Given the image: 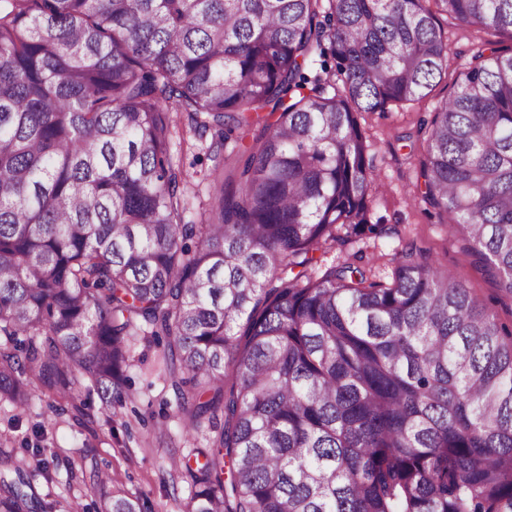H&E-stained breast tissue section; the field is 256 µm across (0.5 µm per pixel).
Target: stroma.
<instances>
[{"label": "stroma", "instance_id": "35a3bbf8", "mask_svg": "<svg viewBox=\"0 0 512 512\" xmlns=\"http://www.w3.org/2000/svg\"><path fill=\"white\" fill-rule=\"evenodd\" d=\"M436 21L448 44V69L435 79L428 96L420 101L392 104L385 111L360 116L369 144L367 164L377 182L386 186L370 204L371 223L381 225L380 235L357 238L319 255L310 265L312 277L351 255L370 279L390 283L393 256L408 243L427 249L437 264L463 277L474 296L493 303L499 322L512 325V299L497 279L475 266L462 234L451 230L445 214L423 199L421 163L425 156V121L435 106L455 89L472 58L487 43L512 47V38L436 12ZM208 140L185 132L170 144V157L189 176L187 218L200 221L212 200ZM165 343L137 336L127 374L128 395L120 407L108 412L97 396L82 395L75 402L60 400L57 415L44 417V396H34L29 411L17 415L0 405V451L10 454L11 465L32 469L28 447L46 450L49 478H37L33 495L51 504V512H95L97 477H110L113 485L139 499L142 512H182L188 494L187 480L178 478L170 463L173 454L191 455L206 445L203 434L188 432L175 404L174 392L163 371Z\"/></svg>", "mask_w": 512, "mask_h": 512}]
</instances>
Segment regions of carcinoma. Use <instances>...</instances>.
Returning a JSON list of instances; mask_svg holds the SVG:
<instances>
[{"instance_id":"carcinoma-1","label":"carcinoma","mask_w":512,"mask_h":512,"mask_svg":"<svg viewBox=\"0 0 512 512\" xmlns=\"http://www.w3.org/2000/svg\"><path fill=\"white\" fill-rule=\"evenodd\" d=\"M430 1L512 36V0H0V404L110 410L132 338L165 337L185 427L213 432L183 512H512V328L421 250L389 284L304 272L376 232L358 115L448 68ZM324 39L342 88L290 96ZM183 112L217 178L264 121L198 224L169 156ZM423 178L512 297V49L435 107ZM32 478L0 484V512H31ZM110 483L96 512H140Z\"/></svg>"}]
</instances>
